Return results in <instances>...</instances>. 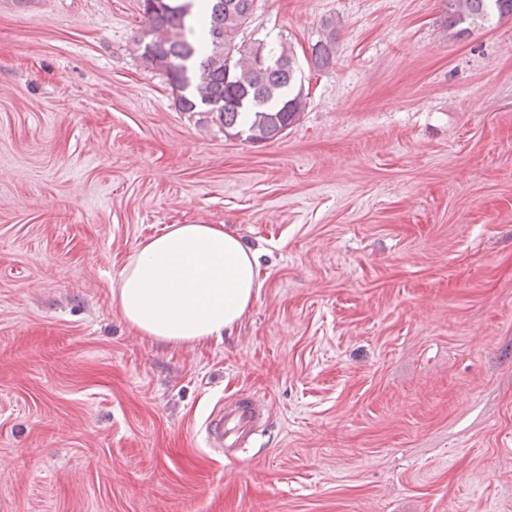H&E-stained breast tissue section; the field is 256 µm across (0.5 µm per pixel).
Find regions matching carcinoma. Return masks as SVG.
Wrapping results in <instances>:
<instances>
[{
  "label": "carcinoma",
  "mask_w": 512,
  "mask_h": 512,
  "mask_svg": "<svg viewBox=\"0 0 512 512\" xmlns=\"http://www.w3.org/2000/svg\"><path fill=\"white\" fill-rule=\"evenodd\" d=\"M256 0H205L198 20L208 51L198 60L199 41L188 23L192 0H153L143 8L146 28L138 39L142 60L163 73L182 112H201L224 136L252 142L272 141L300 117L306 95L298 83L292 49L277 52L261 41L238 40L249 23ZM512 17V0H448V29L457 38L470 36L482 22ZM316 43L314 64H331L336 27Z\"/></svg>",
  "instance_id": "obj_1"
}]
</instances>
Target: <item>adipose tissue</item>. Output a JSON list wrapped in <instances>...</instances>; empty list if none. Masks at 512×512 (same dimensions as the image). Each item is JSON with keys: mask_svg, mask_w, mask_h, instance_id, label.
Masks as SVG:
<instances>
[{"mask_svg": "<svg viewBox=\"0 0 512 512\" xmlns=\"http://www.w3.org/2000/svg\"><path fill=\"white\" fill-rule=\"evenodd\" d=\"M255 252L220 224H174L141 242L113 299L146 335L180 343L232 329L257 297Z\"/></svg>", "mask_w": 512, "mask_h": 512, "instance_id": "1", "label": "adipose tissue"}]
</instances>
